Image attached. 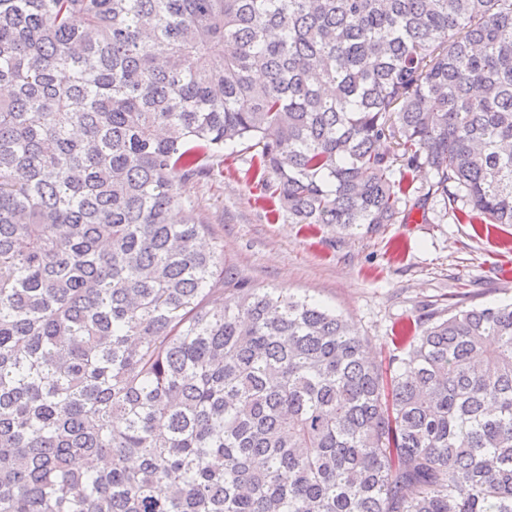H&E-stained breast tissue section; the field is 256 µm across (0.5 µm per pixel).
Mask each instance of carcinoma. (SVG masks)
<instances>
[{
    "label": "carcinoma",
    "instance_id": "cac0c4a2",
    "mask_svg": "<svg viewBox=\"0 0 512 512\" xmlns=\"http://www.w3.org/2000/svg\"><path fill=\"white\" fill-rule=\"evenodd\" d=\"M0 87V512H512V304L385 367L183 192L251 141L297 224H512V0H0Z\"/></svg>",
    "mask_w": 512,
    "mask_h": 512
}]
</instances>
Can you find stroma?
Instances as JSON below:
<instances>
[{"label":"stroma","instance_id":"obj_1","mask_svg":"<svg viewBox=\"0 0 512 512\" xmlns=\"http://www.w3.org/2000/svg\"><path fill=\"white\" fill-rule=\"evenodd\" d=\"M245 143L227 144L213 165L223 175L186 185L196 217L236 278L277 288L336 310L369 342L372 356L396 351L402 328L426 313L512 302L511 224L457 222L441 199H428L404 221L350 235L326 224L271 217L247 169Z\"/></svg>","mask_w":512,"mask_h":512}]
</instances>
